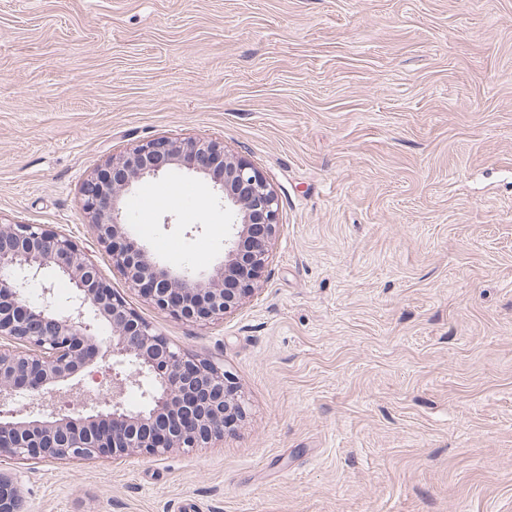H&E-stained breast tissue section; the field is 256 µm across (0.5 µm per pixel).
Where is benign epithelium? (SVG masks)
Returning a JSON list of instances; mask_svg holds the SVG:
<instances>
[{
    "label": "benign epithelium",
    "instance_id": "benign-epithelium-1",
    "mask_svg": "<svg viewBox=\"0 0 512 512\" xmlns=\"http://www.w3.org/2000/svg\"><path fill=\"white\" fill-rule=\"evenodd\" d=\"M172 168L202 178L236 215L224 263L209 274L160 263L132 236L125 195ZM83 205L112 268L159 310L198 325L224 318L256 290L278 225V198L263 172L217 140H146L98 166ZM72 285L55 303L53 275ZM37 282L41 301L25 285ZM112 360V378L91 397L81 373ZM141 391L142 407L124 397ZM59 400L74 405L67 414ZM245 416L235 377L172 344L115 293L69 234L0 217V458L114 461L161 456L224 440ZM0 512H23L14 477L0 471Z\"/></svg>",
    "mask_w": 512,
    "mask_h": 512
}]
</instances>
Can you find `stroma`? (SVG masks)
I'll list each match as a JSON object with an SVG mask.
<instances>
[{
    "mask_svg": "<svg viewBox=\"0 0 512 512\" xmlns=\"http://www.w3.org/2000/svg\"><path fill=\"white\" fill-rule=\"evenodd\" d=\"M159 136L223 142L279 201L257 290L206 327L130 288L83 208ZM124 207L163 263L222 260L193 173ZM0 214L74 236L246 409L204 448L0 460L26 512H512V0H0Z\"/></svg>",
    "mask_w": 512,
    "mask_h": 512,
    "instance_id": "stroma-1",
    "label": "stroma"
}]
</instances>
